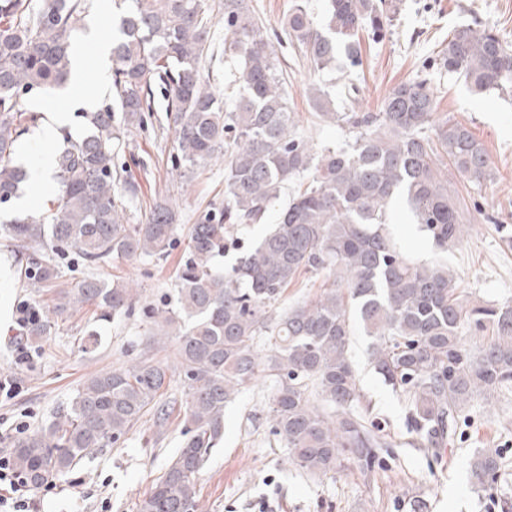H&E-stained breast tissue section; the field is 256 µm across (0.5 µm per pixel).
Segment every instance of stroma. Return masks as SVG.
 <instances>
[{
	"mask_svg": "<svg viewBox=\"0 0 512 512\" xmlns=\"http://www.w3.org/2000/svg\"><path fill=\"white\" fill-rule=\"evenodd\" d=\"M394 33L381 43L361 38V64L350 67L338 51L331 67L315 72L289 46L279 47L287 71L288 106L300 135L313 150L332 144L349 148L348 129L317 118L308 93L320 86L337 109L350 106L376 112L395 85L427 72L437 101L438 118L465 123L486 147L493 162V181L474 186L455 177L467 206H479L454 250L440 252L403 204H395L389 230L409 257L445 260L460 288L471 299L512 300V96H473L456 74L439 64V54L455 28L474 22L495 25L512 41V0H404ZM174 136L171 129L151 126L133 131L118 158L138 183L130 204L131 223L143 222L155 198L173 194L181 226L166 260L120 258L99 268L104 280L121 275L141 293L130 316L96 325L91 311L60 322L45 342L22 345L19 310L33 303L34 292L10 276L4 227L14 218L0 208V373L11 375L14 388L0 392V456L9 437L48 427L92 374L143 359H169L171 348L149 342L154 307L175 299V269L184 257L192 224L224 202V164L197 169L186 191L171 184ZM98 327L100 342L88 352L80 339ZM369 341L354 336L350 360L361 390L365 416L384 442L371 475L357 465L312 475L296 468L288 450L269 432L268 407L273 390L265 383L247 386L226 409L224 437L202 469L198 512H502L512 501V394L476 397L470 418L441 449L418 446L402 392L386 385L369 361ZM181 419L157 430L151 418L136 423L116 443L95 451L52 484L32 491L35 512H139V504L184 440ZM484 448L500 449L501 476L493 489L474 488L469 479L472 458Z\"/></svg>",
	"mask_w": 512,
	"mask_h": 512,
	"instance_id": "stroma-1",
	"label": "stroma"
}]
</instances>
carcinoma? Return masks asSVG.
I'll use <instances>...</instances> for the list:
<instances>
[{
    "mask_svg": "<svg viewBox=\"0 0 512 512\" xmlns=\"http://www.w3.org/2000/svg\"><path fill=\"white\" fill-rule=\"evenodd\" d=\"M403 0H327L316 24L300 4L282 22L278 43L302 54L315 71L336 59L338 43L359 58V35L392 32ZM224 57L237 63L238 92L226 102L203 74L211 45L210 0H112L113 103L81 111L89 133L65 134L50 149L60 186L48 214L29 211L6 228L17 279L42 294L60 277L57 258L69 248L99 267L119 257L161 258L177 235L171 197L153 201L145 222L128 223L135 183L114 160L134 129L165 112L174 131L175 171L187 183L195 167L224 159V208L190 229L176 273L177 299L156 311L152 344L175 346V360L146 359L89 377L53 425L19 438L11 463L33 490L121 438L150 413L166 426L174 413L188 427L139 512H196L197 479L224 436V409L258 378L274 389L271 432L292 464L328 474L354 462L370 471L381 437L357 411L361 393L349 358L354 328L370 339V363L406 395L411 426L435 448L453 438L478 395L512 392V302L472 304L444 263L420 262L387 232L394 197L443 251L460 243L472 216L451 177L475 186L493 178L484 145L463 123L436 119L427 76L394 86L378 112H339L312 88L317 116L354 133L351 150L318 152L295 131L279 57L252 0H224ZM83 0H0V204L23 191L14 164L17 141L37 115L24 107L33 92L50 93L70 75L73 31L84 25ZM440 65L475 95L512 94V42L474 23L454 29ZM314 172L308 186L299 184ZM277 223L231 265L225 256L237 224H260L289 184ZM323 273L316 298L280 312L275 304L299 276ZM137 289L118 276L94 275L39 299L22 325L38 343L69 314L90 310L101 322L127 316ZM480 336L476 349L463 337ZM179 375L183 398H164ZM319 399L323 406L314 404ZM503 467L497 448L470 463L472 485L489 489Z\"/></svg>",
    "mask_w": 512,
    "mask_h": 512,
    "instance_id": "1",
    "label": "carcinoma"
}]
</instances>
